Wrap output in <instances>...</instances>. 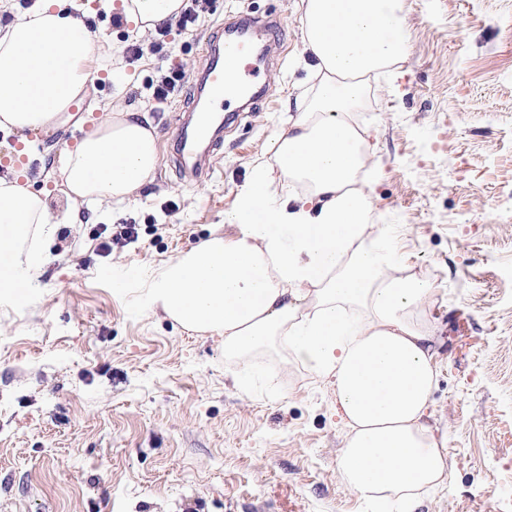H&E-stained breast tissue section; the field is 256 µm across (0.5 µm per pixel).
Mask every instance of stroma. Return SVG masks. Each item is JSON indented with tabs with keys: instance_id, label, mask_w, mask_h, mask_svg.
Here are the masks:
<instances>
[{
	"instance_id": "1",
	"label": "stroma",
	"mask_w": 512,
	"mask_h": 512,
	"mask_svg": "<svg viewBox=\"0 0 512 512\" xmlns=\"http://www.w3.org/2000/svg\"><path fill=\"white\" fill-rule=\"evenodd\" d=\"M98 37L100 85L80 112L36 132H0V156L32 142L22 185L53 211L68 201L66 150L112 106L145 116L150 178L110 216L59 225L49 259L20 295H0V512H368L337 473L343 432L329 384L299 367L269 395H244L224 351L139 297L145 278L225 223L255 162L287 129L309 83L300 0H212L168 58L152 31L112 23L80 0ZM404 75L358 123L375 144L374 203L396 245L429 281L439 371L428 423L448 437V480L417 512H512V0H405ZM280 19L265 102L210 157V176L176 170L167 128L189 100L205 36L239 14ZM140 42L115 64L110 44ZM184 73L158 102L160 70ZM139 241L100 248L103 227Z\"/></svg>"
}]
</instances>
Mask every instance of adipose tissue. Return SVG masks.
<instances>
[{
  "label": "adipose tissue",
  "instance_id": "adipose-tissue-1",
  "mask_svg": "<svg viewBox=\"0 0 512 512\" xmlns=\"http://www.w3.org/2000/svg\"><path fill=\"white\" fill-rule=\"evenodd\" d=\"M121 8L146 31L177 17L182 0H121ZM299 9L316 81L272 142L280 183L257 165L224 215L239 234L211 235L163 264L144 282L143 300L218 338L245 393L275 388L274 375L244 371L258 359L328 380L345 428L341 481L371 512L392 499L413 512L448 478L446 438L428 423L438 375L432 293L363 188L372 149L355 119L378 91L373 78L401 74L404 0H300ZM78 10L75 0H36L0 28L1 126L47 125L83 91L97 53ZM157 161L152 130L118 111L65 153L70 212L54 215L39 195L1 180L0 294L35 277L72 210L130 197Z\"/></svg>",
  "mask_w": 512,
  "mask_h": 512
}]
</instances>
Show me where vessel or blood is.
<instances>
[{
    "label": "vessel or blood",
    "instance_id": "b4317fda",
    "mask_svg": "<svg viewBox=\"0 0 512 512\" xmlns=\"http://www.w3.org/2000/svg\"><path fill=\"white\" fill-rule=\"evenodd\" d=\"M275 21L241 15L218 25L208 37L201 58V70L194 84V97L188 103L185 123L171 129L174 162L191 178L209 172L205 157L198 154V144L219 147L217 138L226 124L236 121V114H222L219 103L226 98L247 100L256 105L266 99V74L261 71L259 44L263 36L276 31ZM238 74L235 85L224 82L225 70Z\"/></svg>",
    "mask_w": 512,
    "mask_h": 512
}]
</instances>
